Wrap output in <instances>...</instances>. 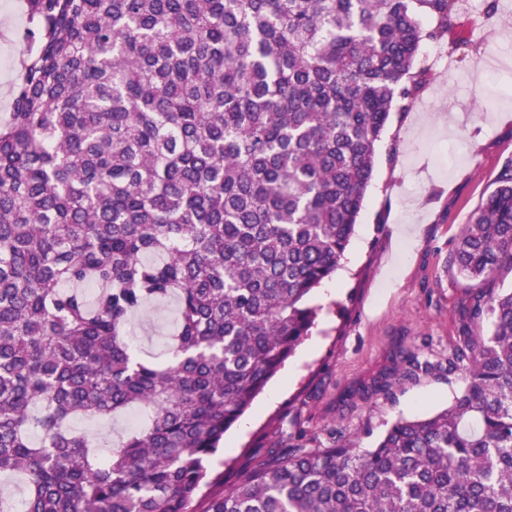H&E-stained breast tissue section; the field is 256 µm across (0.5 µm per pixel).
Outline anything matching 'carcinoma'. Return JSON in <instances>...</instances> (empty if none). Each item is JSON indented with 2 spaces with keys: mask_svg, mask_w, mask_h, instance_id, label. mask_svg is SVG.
<instances>
[{
  "mask_svg": "<svg viewBox=\"0 0 512 512\" xmlns=\"http://www.w3.org/2000/svg\"><path fill=\"white\" fill-rule=\"evenodd\" d=\"M24 3L0 122V476L22 512H512V288L474 296L491 330L456 353L450 407L225 491L207 466L309 335L456 0ZM452 260L512 270V158ZM170 298L169 357L144 359L130 320ZM135 407L106 458L71 426Z\"/></svg>",
  "mask_w": 512,
  "mask_h": 512,
  "instance_id": "cac0c4a2",
  "label": "carcinoma"
}]
</instances>
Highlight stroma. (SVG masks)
Here are the masks:
<instances>
[{"mask_svg":"<svg viewBox=\"0 0 512 512\" xmlns=\"http://www.w3.org/2000/svg\"><path fill=\"white\" fill-rule=\"evenodd\" d=\"M484 0H458L448 37L421 46L430 79L413 107L391 113L355 235L335 276L314 295L319 308L303 349L286 361L234 424L211 461L225 487L257 462L297 448L357 439L375 445L398 418L448 408L464 386L453 353L465 336H484L487 318L468 309L480 291L512 286V271L476 283L451 261L471 212L512 157V0L493 19ZM23 0L0 8V122L20 81L17 35ZM473 53L462 55L459 43ZM173 302L145 308L130 334L143 356L168 355Z\"/></svg>","mask_w":512,"mask_h":512,"instance_id":"obj_1","label":"stroma"}]
</instances>
